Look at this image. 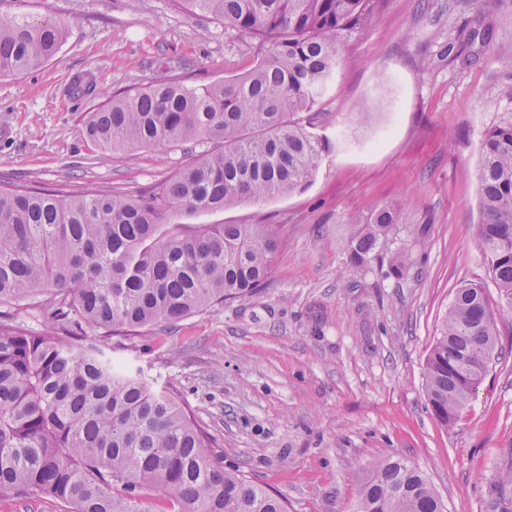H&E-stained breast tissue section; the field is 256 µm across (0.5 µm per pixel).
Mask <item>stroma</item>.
<instances>
[{
  "mask_svg": "<svg viewBox=\"0 0 512 512\" xmlns=\"http://www.w3.org/2000/svg\"><path fill=\"white\" fill-rule=\"evenodd\" d=\"M66 30L58 54L0 76V180L67 191L135 192L211 151L108 150L88 112L161 78L213 83L250 70L253 42L172 0H0ZM94 96L74 98L76 77ZM512 0H378L343 37L313 108L327 149L305 188L190 216L193 224H273L267 282L174 328L114 336L112 359L173 395L206 428L228 472L287 512H353L370 468L402 457L446 512H512V312L474 245L480 146L512 123ZM402 220L366 267L349 239L376 212ZM403 253L395 273L390 257ZM483 283L496 348L451 428L425 395L426 362L458 288Z\"/></svg>",
  "mask_w": 512,
  "mask_h": 512,
  "instance_id": "obj_1",
  "label": "stroma"
}]
</instances>
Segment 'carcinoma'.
Listing matches in <instances>:
<instances>
[{"label":"carcinoma","instance_id":"obj_1","mask_svg":"<svg viewBox=\"0 0 512 512\" xmlns=\"http://www.w3.org/2000/svg\"><path fill=\"white\" fill-rule=\"evenodd\" d=\"M266 50L247 73L187 86L172 79L112 97L90 113L101 148H214L137 194L62 195L0 186V307L41 300L65 332L35 334L0 312V494L48 497L73 512H286L283 502L224 471L206 431L171 395L116 367L101 347L70 339L86 323L106 338L174 324L261 287L276 248L272 224H198L185 215L264 202L307 186L324 141L302 123L336 68L341 38L367 27L373 0H173ZM63 26L0 14V75L36 69L59 52ZM475 246L512 311V123L490 130L478 171ZM382 208L352 237L364 266L399 223ZM484 287L459 288L426 365L436 419L451 426L495 350ZM355 512H443L422 471L390 456L374 466Z\"/></svg>","mask_w":512,"mask_h":512}]
</instances>
